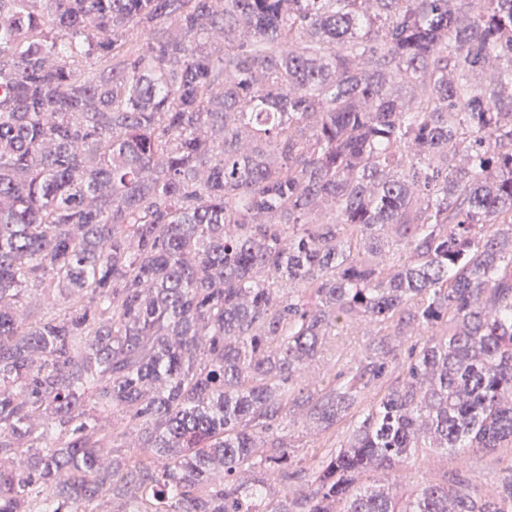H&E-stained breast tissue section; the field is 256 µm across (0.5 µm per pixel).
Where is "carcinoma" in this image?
Returning <instances> with one entry per match:
<instances>
[{"label": "carcinoma", "instance_id": "carcinoma-1", "mask_svg": "<svg viewBox=\"0 0 512 512\" xmlns=\"http://www.w3.org/2000/svg\"><path fill=\"white\" fill-rule=\"evenodd\" d=\"M511 447L512 0H0V512H512L397 469ZM380 326L357 321L349 331L350 336H340L336 342L340 345L335 346L331 343L328 351H323L310 364L309 368L303 373L301 382L311 391H320L327 386L335 383V376L340 372H347L354 369L355 366L365 357L366 347L373 345L382 333L379 332ZM336 348L339 350L336 353ZM341 354L339 360L338 356ZM298 419L294 426L283 431L285 441L291 446L290 451L297 458L310 462L315 455H323L328 451H336L348 438V427L340 423L328 430L318 429L311 422Z\"/></svg>", "mask_w": 512, "mask_h": 512}]
</instances>
